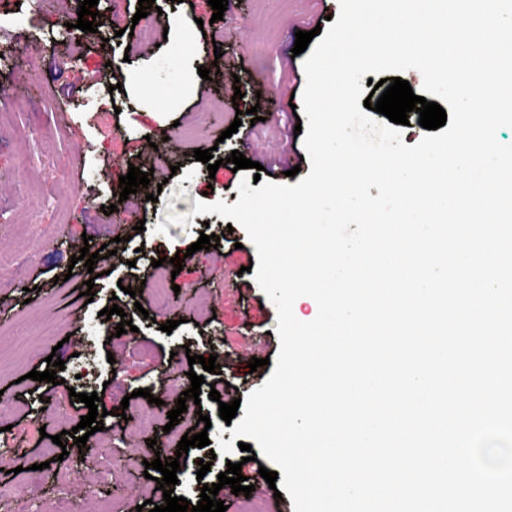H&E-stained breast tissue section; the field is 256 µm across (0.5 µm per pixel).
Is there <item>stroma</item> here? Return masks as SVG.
Returning <instances> with one entry per match:
<instances>
[{"instance_id": "1", "label": "stroma", "mask_w": 512, "mask_h": 512, "mask_svg": "<svg viewBox=\"0 0 512 512\" xmlns=\"http://www.w3.org/2000/svg\"><path fill=\"white\" fill-rule=\"evenodd\" d=\"M145 19L151 40L131 36L138 0H99L110 15L108 26L85 33L76 49L64 44L66 24L76 23L78 0L57 7L45 0H0V18L26 15L21 28H0V400L10 404L8 436L13 453L0 455V487L20 488L35 512H100L102 500L117 512H137L146 500L160 497L157 483L145 478L153 460L148 435L137 426L146 414L160 425L154 438L181 439L188 429L207 430L210 441H230L232 428L210 400V390L227 398H247L272 375L280 340L277 310L248 272L257 251L242 226H229L219 214H195L196 201L235 204L243 177L294 184L284 174L246 173L219 167L209 173L196 161L195 149H212L214 158L232 151L254 158L300 157L302 174L311 171L303 137L294 133L303 116L306 85L303 56L292 53L296 31L328 29L339 15V0H228L219 25L224 29L222 57L210 38L213 10L208 0H155ZM78 53L71 66L67 58ZM210 70L201 78L199 67ZM242 92L233 102L234 92ZM243 129L222 138L234 119ZM165 146L176 174L153 172L148 188L116 202L119 178L129 166L153 171L146 142ZM116 205L120 220L103 212ZM187 215L186 224L169 222ZM220 239L218 248L194 253L175 271L176 252L197 242L201 231ZM90 242H83V235ZM114 243L113 266L86 269L78 256L86 246ZM164 264L153 267L152 262ZM174 278L179 294L157 301L159 279ZM96 296L85 302L86 280ZM132 294L119 292V285ZM121 314L103 317L104 308ZM128 317L133 331L111 337L109 325ZM176 321L172 333L161 324ZM53 334H45V326ZM258 345L267 365L250 371L247 347ZM216 356L220 374L189 364L188 354ZM65 362L61 384L30 380L45 371L46 358ZM204 376L200 404H188L179 424L167 413L189 389V373ZM149 389L160 405L138 396ZM97 393L106 410L126 413L120 436L95 432L98 448L80 451L70 431L88 410L74 393ZM209 414L201 422L199 413ZM60 435L69 460L51 475L38 470L44 457L42 434ZM27 468L12 473L14 457ZM241 450L211 454L192 448L182 455L174 494L196 500L202 485L215 483L228 463L240 462ZM211 462L197 476L199 461ZM96 493H84L86 480Z\"/></svg>"}]
</instances>
